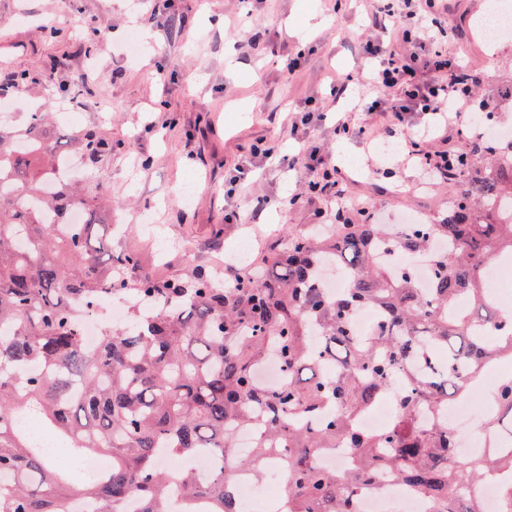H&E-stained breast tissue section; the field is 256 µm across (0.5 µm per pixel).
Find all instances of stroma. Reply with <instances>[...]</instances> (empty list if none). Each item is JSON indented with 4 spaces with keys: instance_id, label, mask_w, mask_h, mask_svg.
I'll return each instance as SVG.
<instances>
[{
    "instance_id": "obj_1",
    "label": "stroma",
    "mask_w": 512,
    "mask_h": 512,
    "mask_svg": "<svg viewBox=\"0 0 512 512\" xmlns=\"http://www.w3.org/2000/svg\"><path fill=\"white\" fill-rule=\"evenodd\" d=\"M489 3L447 0L452 52L478 78V99L490 100L498 123L512 128V41L489 49L475 28ZM133 24L154 35L136 60L124 46ZM372 33L357 0H0V81L21 73L33 79L13 107L18 120L30 103L78 89L66 102L78 128L111 139L112 153L94 164L90 184L105 193L100 220L125 227L112 238L113 253L135 252L142 271L164 279L189 264L221 274L240 268L245 235L255 239L253 255L278 251L289 230H306L317 210L335 207L328 196L278 205L281 196L306 190V169L287 160L298 149L290 114L309 98L328 117L345 111L365 126L363 140L336 138L326 124L308 136L374 223L409 211L440 219L447 185L403 164L400 153L381 160L376 147L387 142L390 120L349 112L329 92L336 79L350 94L371 91L374 65L359 44ZM296 48L310 55L290 72L285 61ZM103 96L110 108L96 111ZM257 146L273 148L279 165L228 194L240 160ZM190 178L196 184L186 202L174 191ZM260 196L271 203L257 213ZM228 207L248 222L225 223ZM148 221L159 241L141 233Z\"/></svg>"
}]
</instances>
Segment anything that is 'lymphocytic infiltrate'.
Listing matches in <instances>:
<instances>
[{"label": "lymphocytic infiltrate", "mask_w": 512, "mask_h": 512, "mask_svg": "<svg viewBox=\"0 0 512 512\" xmlns=\"http://www.w3.org/2000/svg\"><path fill=\"white\" fill-rule=\"evenodd\" d=\"M437 0H374L370 15L381 31L380 37L361 42L363 55L375 61L374 82L385 88L380 97L358 95L353 109L374 114L391 115L397 130L411 128L425 117L441 118L445 127L463 129L472 123L479 107L474 98V77L462 70L448 52V39L454 27L448 20L447 9L436 6ZM402 32L406 47L403 59H396L384 34L391 29ZM405 157L418 165L435 180H447L459 157L447 149L422 152L413 139H405ZM296 164L305 166L310 179L308 190H322L336 198V214L368 215L361 202L338 196L332 172L320 148L303 141Z\"/></svg>", "instance_id": "lymphocytic-infiltrate-1"}]
</instances>
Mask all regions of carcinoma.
Segmentation results:
<instances>
[{
  "instance_id": "obj_1",
  "label": "carcinoma",
  "mask_w": 512,
  "mask_h": 512,
  "mask_svg": "<svg viewBox=\"0 0 512 512\" xmlns=\"http://www.w3.org/2000/svg\"><path fill=\"white\" fill-rule=\"evenodd\" d=\"M48 113L29 112L18 125L0 123V512H72L88 499L95 512H167L172 482L187 505L205 499L212 512H238L230 494L238 466L202 483L161 467L159 452L213 451L231 457L235 432L259 425L254 448L266 459L288 448L284 492L295 512H346L352 486L381 475L423 491L436 512H482L471 488L493 470L512 472V445L455 466L456 442L441 410L466 392L462 374L503 351L512 357V315L487 301L485 266L512 262V139L480 137L473 160L448 178V212L439 224H414L394 236L378 224L350 219L327 237L293 231L232 289L203 269L177 279L141 277L128 295L131 252L104 261L96 245L97 213L78 180H60L56 166L73 153L93 162L112 143ZM468 176L467 187L454 188ZM89 219L71 224L73 210ZM446 241L444 250L431 239ZM408 259L426 254L430 286L411 266L389 271L375 242ZM325 267L351 274L330 297L314 286ZM133 299L127 326L103 328L86 347L78 309L94 313L100 298ZM470 299L468 309L458 307ZM383 312L364 336L354 310ZM273 358L288 370L269 390L255 379ZM413 388L397 421L365 433L356 416L396 377ZM489 427L512 417V378L495 392ZM33 413L80 454L102 452L111 464L74 492L50 456L11 425ZM343 441L355 458L344 477L317 467L313 449Z\"/></svg>"
}]
</instances>
